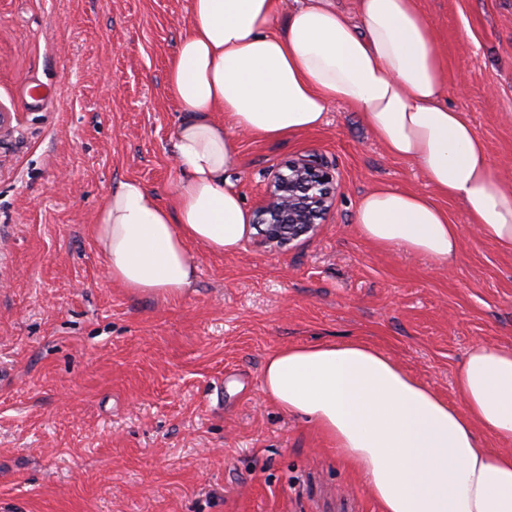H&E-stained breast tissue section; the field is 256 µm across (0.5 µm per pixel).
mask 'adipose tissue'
<instances>
[{
    "mask_svg": "<svg viewBox=\"0 0 512 512\" xmlns=\"http://www.w3.org/2000/svg\"><path fill=\"white\" fill-rule=\"evenodd\" d=\"M186 0L166 94L184 118L172 138L178 176L167 201L139 181L111 189L91 227L113 284L174 299L192 288L190 247L239 250L252 220L226 174L236 140L276 141L320 127L340 103L393 157L416 163L436 197L376 188L354 214L383 249L452 266L460 229L437 197L460 202L480 236L512 254V184L448 104V62L419 0ZM448 403L365 339L280 348L261 389L307 417L366 481L381 512H512V348L474 343Z\"/></svg>",
    "mask_w": 512,
    "mask_h": 512,
    "instance_id": "obj_1",
    "label": "adipose tissue"
}]
</instances>
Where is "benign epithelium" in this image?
Wrapping results in <instances>:
<instances>
[{"mask_svg": "<svg viewBox=\"0 0 512 512\" xmlns=\"http://www.w3.org/2000/svg\"><path fill=\"white\" fill-rule=\"evenodd\" d=\"M336 183V173L309 155L283 162L253 213L252 223L263 243L283 248L325 223Z\"/></svg>", "mask_w": 512, "mask_h": 512, "instance_id": "7a95c632", "label": "benign epithelium"}]
</instances>
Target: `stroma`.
Instances as JSON below:
<instances>
[{
  "label": "stroma",
  "instance_id": "1",
  "mask_svg": "<svg viewBox=\"0 0 512 512\" xmlns=\"http://www.w3.org/2000/svg\"><path fill=\"white\" fill-rule=\"evenodd\" d=\"M448 61V104L512 181V0H419ZM185 0H0V512H380L307 417L261 392L278 348L360 336L450 403L479 340L512 346V254L463 207L456 263L382 250L353 222L376 187L434 196L359 112L278 141L239 137L247 210L288 157L338 183L327 223L287 249L192 246L173 300L112 284L90 231L110 188L166 198L181 112L164 94ZM41 86L34 102L28 89Z\"/></svg>",
  "mask_w": 512,
  "mask_h": 512
}]
</instances>
